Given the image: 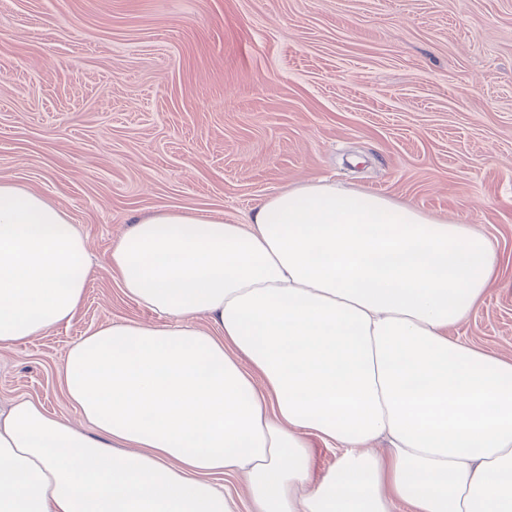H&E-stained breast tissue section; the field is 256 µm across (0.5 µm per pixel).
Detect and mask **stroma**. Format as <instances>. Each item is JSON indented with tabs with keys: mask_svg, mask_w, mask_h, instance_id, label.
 <instances>
[{
	"mask_svg": "<svg viewBox=\"0 0 512 512\" xmlns=\"http://www.w3.org/2000/svg\"><path fill=\"white\" fill-rule=\"evenodd\" d=\"M0 172L95 263L78 319L0 344V409L77 419L69 348L156 321L105 263L135 217L319 179L479 225L498 279L450 335L512 360V0H0Z\"/></svg>",
	"mask_w": 512,
	"mask_h": 512,
	"instance_id": "35a3bbf8",
	"label": "stroma"
}]
</instances>
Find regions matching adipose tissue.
Masks as SVG:
<instances>
[{"label":"adipose tissue","instance_id":"1","mask_svg":"<svg viewBox=\"0 0 512 512\" xmlns=\"http://www.w3.org/2000/svg\"><path fill=\"white\" fill-rule=\"evenodd\" d=\"M107 264L158 320L71 347L78 421L0 411V512H237L229 475L251 512H512V361L449 335L497 276L478 227L320 179L243 223L137 217ZM92 273L68 214L0 173V343L74 321ZM219 483H223L226 489L231 493L238 505L239 512H248L250 509L248 489L246 482L243 477L232 476L225 477L219 480Z\"/></svg>","mask_w":512,"mask_h":512}]
</instances>
